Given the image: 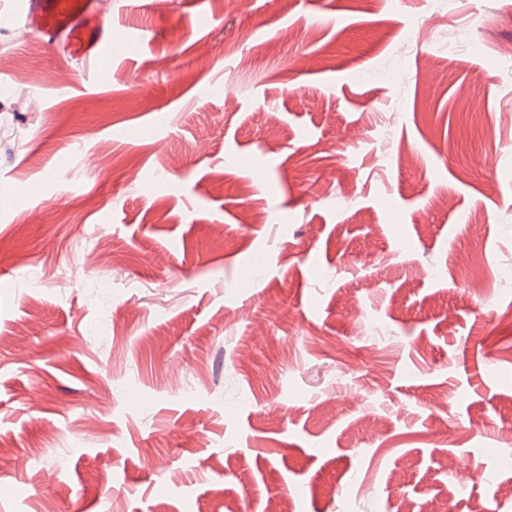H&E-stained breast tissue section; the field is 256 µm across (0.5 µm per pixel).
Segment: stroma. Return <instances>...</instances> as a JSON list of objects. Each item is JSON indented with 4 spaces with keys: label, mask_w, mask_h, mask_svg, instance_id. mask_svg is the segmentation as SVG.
<instances>
[{
    "label": "stroma",
    "mask_w": 512,
    "mask_h": 512,
    "mask_svg": "<svg viewBox=\"0 0 512 512\" xmlns=\"http://www.w3.org/2000/svg\"><path fill=\"white\" fill-rule=\"evenodd\" d=\"M101 6L0 0V512H512V0ZM25 25L43 42L62 44L68 57L100 60L138 48L149 39L148 29H139L117 43L112 39V19L103 14L95 0H18Z\"/></svg>",
    "instance_id": "obj_1"
}]
</instances>
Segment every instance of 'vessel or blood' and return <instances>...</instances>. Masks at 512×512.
<instances>
[{"mask_svg":"<svg viewBox=\"0 0 512 512\" xmlns=\"http://www.w3.org/2000/svg\"><path fill=\"white\" fill-rule=\"evenodd\" d=\"M25 25L49 45H62L68 57L98 60L119 50L144 45L147 29L118 43L112 39V19L96 0H18Z\"/></svg>","mask_w":512,"mask_h":512,"instance_id":"vessel-or-blood-1","label":"vessel or blood"}]
</instances>
